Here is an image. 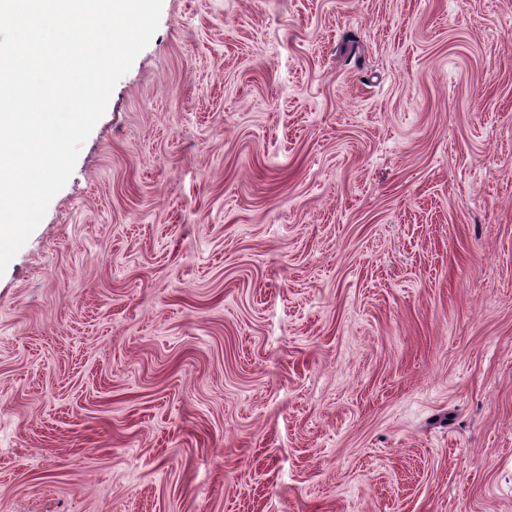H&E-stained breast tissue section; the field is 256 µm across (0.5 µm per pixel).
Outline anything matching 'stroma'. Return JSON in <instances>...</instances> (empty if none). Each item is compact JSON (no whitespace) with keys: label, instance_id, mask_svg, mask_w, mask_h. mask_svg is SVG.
Returning <instances> with one entry per match:
<instances>
[{"label":"stroma","instance_id":"1","mask_svg":"<svg viewBox=\"0 0 512 512\" xmlns=\"http://www.w3.org/2000/svg\"><path fill=\"white\" fill-rule=\"evenodd\" d=\"M0 512H512V0H163L0 276Z\"/></svg>","mask_w":512,"mask_h":512}]
</instances>
